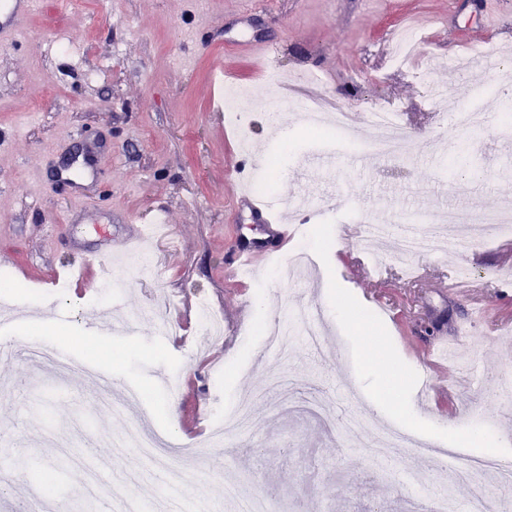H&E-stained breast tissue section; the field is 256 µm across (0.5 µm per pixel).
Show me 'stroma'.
Masks as SVG:
<instances>
[{"label": "stroma", "mask_w": 512, "mask_h": 512, "mask_svg": "<svg viewBox=\"0 0 512 512\" xmlns=\"http://www.w3.org/2000/svg\"><path fill=\"white\" fill-rule=\"evenodd\" d=\"M498 26L491 49L512 57V0H79L60 7L42 0L17 41L0 46V341L14 358L0 361V512H15L34 486L49 506L109 512L114 490L151 512H163L167 475L149 456L111 446L85 452L100 431L136 426L191 431L183 466V512H210L227 481L253 485L263 476L271 512H398L413 497L451 493L466 505L474 487L451 481L439 462L373 456L365 446L376 427L405 426L441 444L440 429L470 412V425L507 431L503 405L486 387L512 379V253L501 238L463 251L402 257L396 237L381 244L388 260L373 266L361 243L338 249L341 265L312 268L283 286L262 261L248 280L228 277L231 253L255 241L289 256L294 246L267 237L239 208L236 194L256 168L277 195L312 194L329 205L336 225L369 215L382 224L449 205L488 210L512 202V142L498 119L512 105L502 71L455 68L482 49V15ZM433 32L417 67L427 86L394 66L400 27ZM273 43L270 66L258 65L254 43ZM485 89L477 136L451 126L466 91ZM309 100L345 109L354 146L319 164L322 139L288 123L274 138L264 104ZM397 108L411 151L392 159L371 151L368 112ZM469 143L475 176H451L444 165ZM111 255L112 267L79 273L83 255ZM73 273L68 291L55 282ZM476 281L471 296L448 297L443 284L460 274ZM43 297L45 313L25 311L22 293ZM361 292L382 312L389 333L361 321L337 324L338 297ZM79 305H72L70 295ZM207 301L226 332L212 340L184 307ZM485 320L456 349L458 376L474 386L438 392L415 422L401 424L400 405L417 397L422 354L435 335H449L470 302ZM317 307L325 355L295 337L284 364L288 399L265 395L275 364L259 334L271 313ZM55 320L44 332L42 316ZM99 318L97 329L83 326ZM110 366L117 386L99 388L89 374L73 378L39 368L32 343ZM141 391L126 405L123 389ZM378 398L387 413L370 404ZM251 401L255 426L219 444L209 425L239 399ZM322 404L364 423L363 438L343 424L326 428L310 412Z\"/></svg>", "instance_id": "1"}]
</instances>
